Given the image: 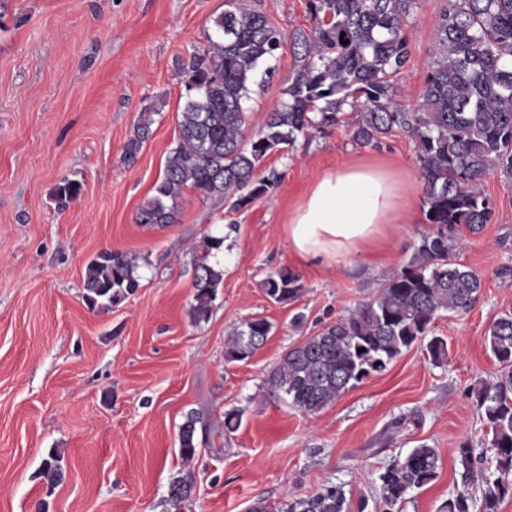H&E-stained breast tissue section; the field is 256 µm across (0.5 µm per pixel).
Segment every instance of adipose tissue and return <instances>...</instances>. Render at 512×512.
I'll return each instance as SVG.
<instances>
[{
	"label": "adipose tissue",
	"mask_w": 512,
	"mask_h": 512,
	"mask_svg": "<svg viewBox=\"0 0 512 512\" xmlns=\"http://www.w3.org/2000/svg\"><path fill=\"white\" fill-rule=\"evenodd\" d=\"M405 187L386 170L345 166L319 178L293 211L288 242L300 258L336 260L361 253L402 220Z\"/></svg>",
	"instance_id": "ef3b65f1"
}]
</instances>
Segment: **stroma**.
<instances>
[{
  "label": "stroma",
  "mask_w": 512,
  "mask_h": 512,
  "mask_svg": "<svg viewBox=\"0 0 512 512\" xmlns=\"http://www.w3.org/2000/svg\"><path fill=\"white\" fill-rule=\"evenodd\" d=\"M256 3L285 32L312 26L307 0ZM443 6L421 0L408 29L412 56L396 93L407 109L421 101ZM225 8L226 0H0V512H248L329 482L344 483L355 501L423 443L442 468L401 512H441L463 489L481 497L480 478L464 477L456 450L466 439L486 443L470 388L503 370L485 336L512 316V178L490 172L480 188L491 223L459 230L456 257L482 288L468 313L435 321L447 362L433 364L415 343L313 416L290 407L268 377L290 348L369 301L430 232L407 133L379 149L356 143L346 124L313 133L266 157L279 186L246 209L228 212L222 199L187 189L177 223H138L177 144L184 61L206 46ZM292 68L284 53L278 76L246 102L248 133L280 109ZM147 107L151 134L130 165L125 145ZM344 165L389 171L408 188L410 217L376 251L299 261L288 217L319 176ZM66 179L80 193L62 209L55 191ZM209 236L224 240L223 278L208 320L195 324L193 264ZM105 250L132 260L140 286L92 308L86 266ZM277 270L300 276L299 300L267 297L262 283ZM256 318L272 325L265 345L226 361L233 329ZM192 410L215 421L234 410L240 425L186 465L178 433ZM52 451L64 472L55 485L43 475ZM187 472L191 497L173 507L169 485Z\"/></svg>",
  "instance_id": "1"
}]
</instances>
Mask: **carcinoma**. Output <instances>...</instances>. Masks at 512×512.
<instances>
[{"label": "carcinoma", "instance_id": "carcinoma-1", "mask_svg": "<svg viewBox=\"0 0 512 512\" xmlns=\"http://www.w3.org/2000/svg\"><path fill=\"white\" fill-rule=\"evenodd\" d=\"M313 26L286 34L259 8L227 0L214 20L215 37L193 48L183 66L184 102L179 112L178 143L166 159L155 195L139 211L140 224L166 227L178 222V199L186 188L201 197L222 198L241 211L267 197L279 174L261 170L274 151L294 147L299 137L323 132L356 116L353 139L378 147L401 130L414 142L424 183L423 212L432 231L409 262L391 271L376 297L323 328L283 356L269 383L288 405L315 415L335 403L372 373H381L417 340L432 332L443 312L462 314L476 304L481 278L456 260L462 248L460 227L479 230L493 209L478 184L492 171L512 176V0H446L439 14L433 60L421 102L411 112L396 101L398 79L411 61L407 35L420 0H307ZM348 43H341V39ZM294 69L283 90L282 107L267 113L260 130L246 137L244 103L254 89L268 85L277 72L285 45ZM151 112L141 114L124 159L135 162L151 134ZM69 180L57 188L64 205L79 195ZM196 322L209 318L221 273L199 261L194 265ZM139 287L135 265L126 254L104 251L89 262L84 298L91 306L110 307ZM276 303L297 300L300 277L278 271L263 281ZM271 324L251 319L233 333L227 360L251 357L266 342ZM494 358L512 364V317L495 320L485 337ZM429 359L448 358V342L439 336L426 344ZM485 422L495 473L484 477L480 512H497L512 498V372L471 388ZM214 425L198 411L186 414L179 429V454L191 463L198 449L211 443ZM467 475L484 472V452L465 440L457 448ZM441 467L436 449L419 445L398 457L379 475L374 509L399 512L406 496L433 483ZM49 483L62 477L57 456L43 464ZM191 474L173 480V506L189 499ZM476 501L462 491L443 505L444 512H475ZM342 483L313 495H288L277 506L257 501L250 512H350Z\"/></svg>", "mask_w": 512, "mask_h": 512}]
</instances>
